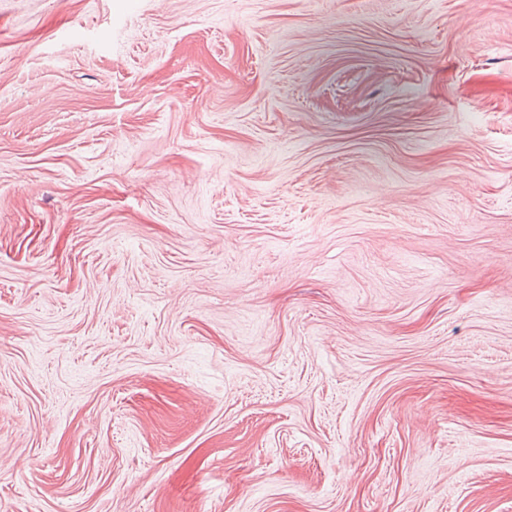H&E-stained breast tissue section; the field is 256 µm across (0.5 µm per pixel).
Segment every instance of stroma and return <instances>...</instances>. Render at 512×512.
I'll return each instance as SVG.
<instances>
[{
    "label": "stroma",
    "mask_w": 512,
    "mask_h": 512,
    "mask_svg": "<svg viewBox=\"0 0 512 512\" xmlns=\"http://www.w3.org/2000/svg\"><path fill=\"white\" fill-rule=\"evenodd\" d=\"M512 512V0H0V505Z\"/></svg>",
    "instance_id": "1"
}]
</instances>
